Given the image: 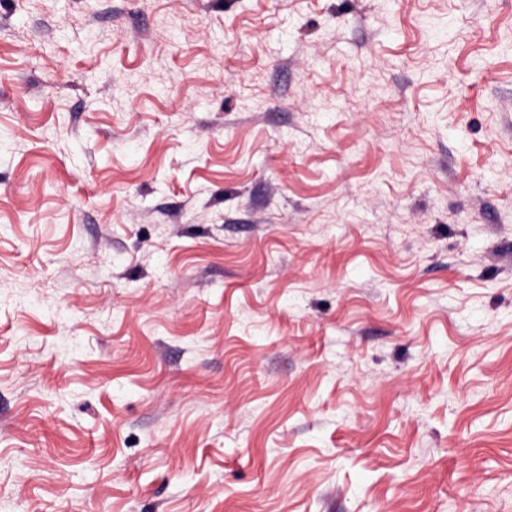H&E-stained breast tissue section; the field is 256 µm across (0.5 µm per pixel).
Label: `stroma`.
Here are the masks:
<instances>
[{"label":"stroma","instance_id":"35a3bbf8","mask_svg":"<svg viewBox=\"0 0 512 512\" xmlns=\"http://www.w3.org/2000/svg\"><path fill=\"white\" fill-rule=\"evenodd\" d=\"M0 512H512V0H0Z\"/></svg>","mask_w":512,"mask_h":512}]
</instances>
